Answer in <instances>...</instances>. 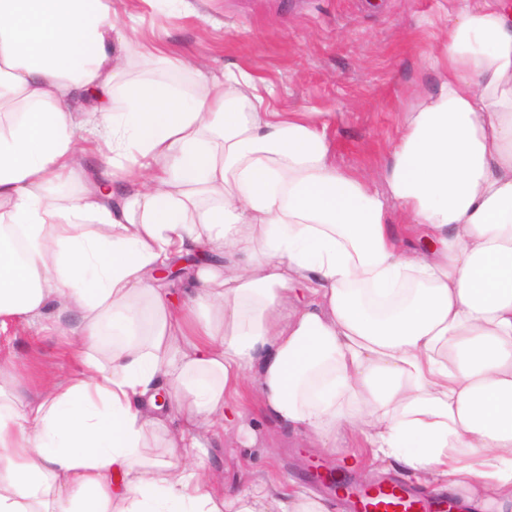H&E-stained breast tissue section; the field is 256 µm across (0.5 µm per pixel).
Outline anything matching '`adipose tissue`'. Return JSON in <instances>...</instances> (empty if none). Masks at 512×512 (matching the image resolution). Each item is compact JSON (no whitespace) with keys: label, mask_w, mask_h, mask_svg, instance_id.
<instances>
[{"label":"adipose tissue","mask_w":512,"mask_h":512,"mask_svg":"<svg viewBox=\"0 0 512 512\" xmlns=\"http://www.w3.org/2000/svg\"><path fill=\"white\" fill-rule=\"evenodd\" d=\"M115 13L0 0V332L28 320L79 366L28 396L0 364V512H330L170 462L249 385L309 443L512 512V0H448L438 84L374 176L250 74L143 80L114 111L122 57L184 64ZM190 255L173 298L154 271Z\"/></svg>","instance_id":"ef3b65f1"}]
</instances>
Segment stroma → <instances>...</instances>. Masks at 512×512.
Returning <instances> with one entry per match:
<instances>
[{"label":"stroma","instance_id":"35a3bbf8","mask_svg":"<svg viewBox=\"0 0 512 512\" xmlns=\"http://www.w3.org/2000/svg\"><path fill=\"white\" fill-rule=\"evenodd\" d=\"M116 22L127 31H154L171 54L203 62L211 76L258 75L275 92L279 109L334 113L328 135L338 162L372 171L386 162L405 112L434 88L428 58L448 39L442 0H178L173 6L138 0ZM123 77L160 79L187 94L197 79L192 69L176 73L138 61ZM0 357L15 363L32 396L42 388L44 369L64 374L76 367L62 344L36 335L22 320L0 339ZM269 446L277 455L265 466ZM311 460L358 481L367 466L350 452L331 453L277 428L251 398L242 404L241 422L208 437L188 465L232 487L291 483L313 497Z\"/></svg>","mask_w":512,"mask_h":512}]
</instances>
